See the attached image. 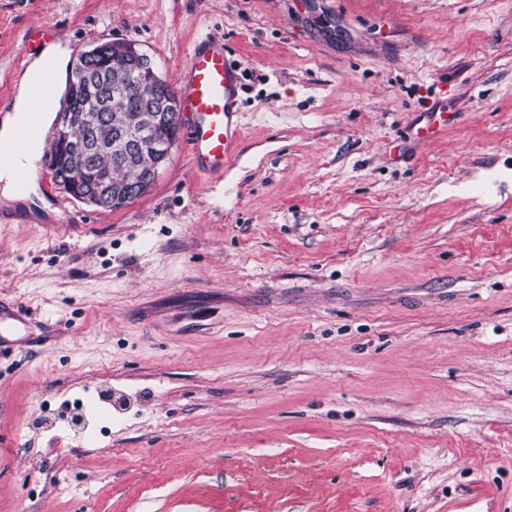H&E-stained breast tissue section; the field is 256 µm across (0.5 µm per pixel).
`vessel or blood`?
Listing matches in <instances>:
<instances>
[{
    "label": "vessel or blood",
    "instance_id": "b4317fda",
    "mask_svg": "<svg viewBox=\"0 0 512 512\" xmlns=\"http://www.w3.org/2000/svg\"><path fill=\"white\" fill-rule=\"evenodd\" d=\"M237 65L224 51V45L206 36L188 51L178 75L180 110L186 119L181 146L195 172L218 176L236 156L242 129L236 120L238 112ZM32 109L19 113L12 135L0 137V163L12 167L13 190L25 194L30 172L23 158L35 145H49L52 130L41 118L42 110L52 107L54 96L47 81L32 86ZM439 106L430 112L425 126L417 131L418 138L434 137L448 123L444 107L448 100L447 86H440ZM52 333L50 324H36L20 304L0 299V346H27L31 336Z\"/></svg>",
    "mask_w": 512,
    "mask_h": 512
}]
</instances>
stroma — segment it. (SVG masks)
Returning a JSON list of instances; mask_svg holds the SVG:
<instances>
[{"mask_svg": "<svg viewBox=\"0 0 512 512\" xmlns=\"http://www.w3.org/2000/svg\"><path fill=\"white\" fill-rule=\"evenodd\" d=\"M207 35L223 175L0 223L58 329L0 354V512H512V0H0V112L52 41L172 83ZM437 100L441 102L435 111L428 112L429 119L425 126L420 127L416 133L419 139H429L434 137L440 129L448 124V111L444 107V102H448V85H440L437 94Z\"/></svg>", "mask_w": 512, "mask_h": 512, "instance_id": "35a3bbf8", "label": "stroma"}]
</instances>
